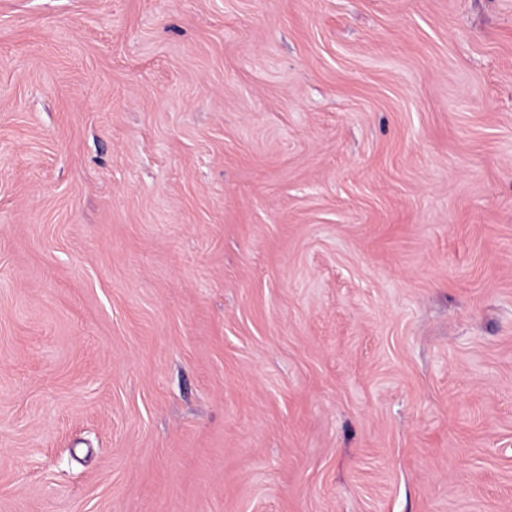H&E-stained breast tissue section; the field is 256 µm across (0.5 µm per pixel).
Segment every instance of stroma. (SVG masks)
Here are the masks:
<instances>
[{
	"instance_id": "35a3bbf8",
	"label": "stroma",
	"mask_w": 512,
	"mask_h": 512,
	"mask_svg": "<svg viewBox=\"0 0 512 512\" xmlns=\"http://www.w3.org/2000/svg\"><path fill=\"white\" fill-rule=\"evenodd\" d=\"M0 512H512V0H0Z\"/></svg>"
}]
</instances>
